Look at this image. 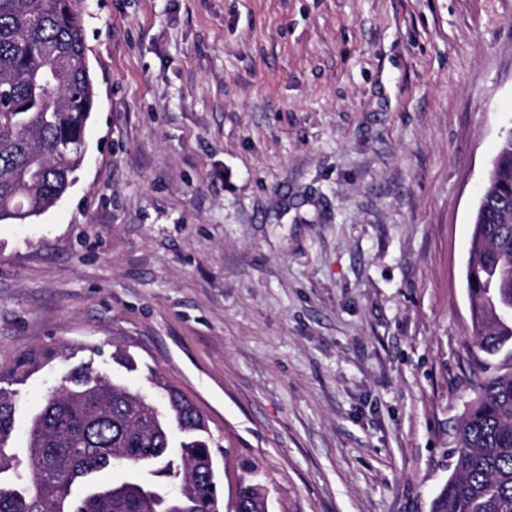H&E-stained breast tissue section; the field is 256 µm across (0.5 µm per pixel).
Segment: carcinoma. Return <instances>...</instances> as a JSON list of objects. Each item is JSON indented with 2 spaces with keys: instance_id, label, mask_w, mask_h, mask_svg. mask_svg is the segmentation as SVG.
<instances>
[{
  "instance_id": "carcinoma-1",
  "label": "carcinoma",
  "mask_w": 512,
  "mask_h": 512,
  "mask_svg": "<svg viewBox=\"0 0 512 512\" xmlns=\"http://www.w3.org/2000/svg\"><path fill=\"white\" fill-rule=\"evenodd\" d=\"M81 0H0V221L51 209L76 182L95 106ZM475 215L466 291L475 346L512 344V139L503 140ZM54 349L21 352L0 384L22 381ZM150 392L92 364L48 390L9 452L18 399L0 387V512H224L213 434L192 400L157 372ZM433 512H512V371L484 378ZM121 476L114 478L113 471ZM240 495L266 512L262 489Z\"/></svg>"
}]
</instances>
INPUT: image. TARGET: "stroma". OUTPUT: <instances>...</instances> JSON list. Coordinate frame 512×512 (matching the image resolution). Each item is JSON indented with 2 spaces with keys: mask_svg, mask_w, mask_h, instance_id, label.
Returning <instances> with one entry per match:
<instances>
[{
  "mask_svg": "<svg viewBox=\"0 0 512 512\" xmlns=\"http://www.w3.org/2000/svg\"><path fill=\"white\" fill-rule=\"evenodd\" d=\"M77 182L0 223V369L115 342L207 419L225 503L431 512L479 371L473 219L512 0H83ZM71 361L27 380L13 441Z\"/></svg>",
  "mask_w": 512,
  "mask_h": 512,
  "instance_id": "obj_1",
  "label": "stroma"
}]
</instances>
